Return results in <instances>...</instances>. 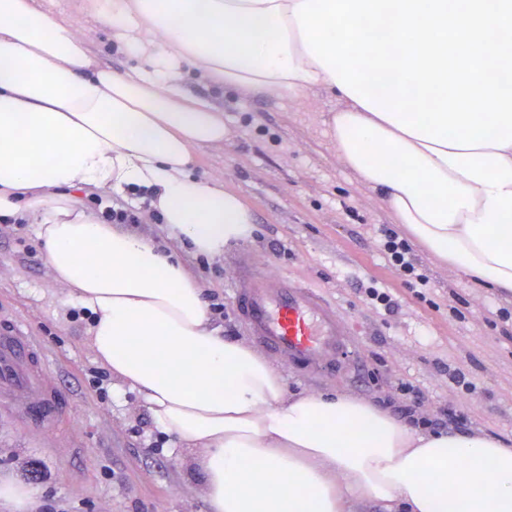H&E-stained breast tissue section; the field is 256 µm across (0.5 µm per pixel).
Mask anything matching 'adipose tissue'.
Instances as JSON below:
<instances>
[{
	"label": "adipose tissue",
	"mask_w": 512,
	"mask_h": 512,
	"mask_svg": "<svg viewBox=\"0 0 512 512\" xmlns=\"http://www.w3.org/2000/svg\"><path fill=\"white\" fill-rule=\"evenodd\" d=\"M301 0H83L135 65L100 66L78 19L0 0V223L39 227L45 261L93 314L92 347L155 423L202 449L209 512H512V448L479 432L417 435L349 396H288L268 362L210 325L201 287L147 239L80 208L94 187L144 194L171 233L218 255L252 216L193 176L229 136L188 76L245 95L323 89L343 164L459 275L512 296V144L454 149L342 92L300 37Z\"/></svg>",
	"instance_id": "ef3b65f1"
}]
</instances>
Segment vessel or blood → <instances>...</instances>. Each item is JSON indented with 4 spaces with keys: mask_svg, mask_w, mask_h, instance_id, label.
Wrapping results in <instances>:
<instances>
[{
    "mask_svg": "<svg viewBox=\"0 0 512 512\" xmlns=\"http://www.w3.org/2000/svg\"><path fill=\"white\" fill-rule=\"evenodd\" d=\"M233 296L254 343L283 366L331 372L353 338L344 318L314 290L288 275L248 270ZM26 431H48L68 419L70 400L50 375L44 350L19 323L0 320V412Z\"/></svg>",
    "mask_w": 512,
    "mask_h": 512,
    "instance_id": "b4317fda",
    "label": "vessel or blood"
}]
</instances>
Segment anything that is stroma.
Listing matches in <instances>:
<instances>
[{
    "label": "stroma",
    "instance_id": "obj_1",
    "mask_svg": "<svg viewBox=\"0 0 512 512\" xmlns=\"http://www.w3.org/2000/svg\"><path fill=\"white\" fill-rule=\"evenodd\" d=\"M189 93L224 110L231 138L200 151L195 172L223 176L252 216V230L210 258L180 252L189 275L224 301L211 325L225 339L251 338L233 298L240 246L273 273L317 289L352 324L358 366L325 375L273 363L288 393L338 391L387 401L404 381L426 395L420 413L459 406L469 428L512 445V300L458 276L422 248L430 278L418 300L389 268L380 229L395 220L382 195L359 182L330 144L326 116L335 98L323 90L293 96L242 95L186 82ZM389 289L393 312L371 304L369 286ZM0 315L22 320L46 351L51 373L74 405L54 435L17 432L0 416V481L27 485L34 512H207L199 450L160 431L135 392L110 379L107 397L89 380L100 370L91 320L48 268L33 224H0ZM475 384L468 394L450 382Z\"/></svg>",
    "mask_w": 512,
    "mask_h": 512
}]
</instances>
